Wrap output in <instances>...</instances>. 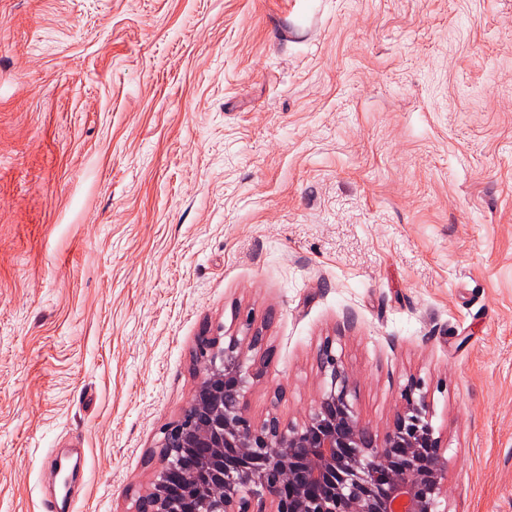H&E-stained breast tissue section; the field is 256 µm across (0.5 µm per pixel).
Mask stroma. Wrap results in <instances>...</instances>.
I'll list each match as a JSON object with an SVG mask.
<instances>
[{"label":"stroma","mask_w":512,"mask_h":512,"mask_svg":"<svg viewBox=\"0 0 512 512\" xmlns=\"http://www.w3.org/2000/svg\"><path fill=\"white\" fill-rule=\"evenodd\" d=\"M249 417L410 383L512 512V0H0V512H137L202 338Z\"/></svg>","instance_id":"stroma-1"}]
</instances>
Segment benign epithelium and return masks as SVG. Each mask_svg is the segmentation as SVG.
Returning <instances> with one entry per match:
<instances>
[{"mask_svg":"<svg viewBox=\"0 0 512 512\" xmlns=\"http://www.w3.org/2000/svg\"><path fill=\"white\" fill-rule=\"evenodd\" d=\"M202 372L185 412L166 426L162 467L138 512H435L447 461L424 397L410 385L392 428L359 419L351 378L330 345L319 353L329 389L297 427L257 424L244 410L249 379L238 339L202 340Z\"/></svg>","mask_w":512,"mask_h":512,"instance_id":"1","label":"benign epithelium"}]
</instances>
